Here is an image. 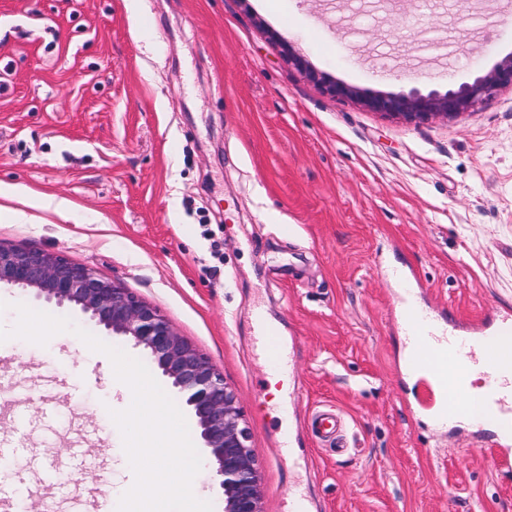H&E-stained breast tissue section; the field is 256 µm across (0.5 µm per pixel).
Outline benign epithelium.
I'll list each match as a JSON object with an SVG mask.
<instances>
[{
    "mask_svg": "<svg viewBox=\"0 0 512 512\" xmlns=\"http://www.w3.org/2000/svg\"><path fill=\"white\" fill-rule=\"evenodd\" d=\"M283 55L302 74L331 94L360 100L382 114L418 123L447 120L473 109L501 88H512V56L497 62L473 82L426 93H367L317 71L295 50L281 43ZM29 291L58 306L69 305L98 325L145 350L189 407L204 447L211 480L224 495V512H263L261 476L249 432L241 426L234 392L213 363L180 336L154 306L101 277L93 269L52 253L24 247H0V284Z\"/></svg>",
    "mask_w": 512,
    "mask_h": 512,
    "instance_id": "benign-epithelium-1",
    "label": "benign epithelium"
}]
</instances>
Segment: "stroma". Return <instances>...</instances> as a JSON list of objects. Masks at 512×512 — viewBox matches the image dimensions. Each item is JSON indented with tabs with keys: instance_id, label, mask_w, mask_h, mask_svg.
Segmentation results:
<instances>
[{
	"instance_id": "obj_1",
	"label": "stroma",
	"mask_w": 512,
	"mask_h": 512,
	"mask_svg": "<svg viewBox=\"0 0 512 512\" xmlns=\"http://www.w3.org/2000/svg\"><path fill=\"white\" fill-rule=\"evenodd\" d=\"M0 0V244L63 254L158 307L234 391L264 512H512L484 427L430 421L408 378L392 274L463 326L512 318V89L410 123L325 92L445 90L512 54V0ZM448 31L447 55L413 48ZM24 303L136 358L79 310ZM263 311L288 366L271 404ZM0 361V474L19 512H78L132 473L112 364L74 334ZM343 421V455L311 432ZM294 440L280 453L283 430ZM73 479L56 487L59 470ZM341 419L333 410H322L314 414L312 421L313 432L326 441L336 440L338 443V430Z\"/></svg>"
}]
</instances>
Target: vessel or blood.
Masks as SVG:
<instances>
[{
	"label": "vessel or blood",
	"mask_w": 512,
	"mask_h": 512,
	"mask_svg": "<svg viewBox=\"0 0 512 512\" xmlns=\"http://www.w3.org/2000/svg\"><path fill=\"white\" fill-rule=\"evenodd\" d=\"M405 299L399 308L408 345L416 348L418 357L411 362L410 372H428L439 392L453 396L454 407H441L436 415L438 426L455 423L462 414L492 416L497 425L512 424V347L499 346L495 338L497 329L486 327L473 333H463L452 321L437 320L423 309L414 296L410 276H403ZM485 348V355L493 372L487 390L472 396L468 381L474 368L470 351L474 346ZM341 419L335 411L315 413L312 421L314 433L327 441L337 438Z\"/></svg>",
	"instance_id": "obj_1"
}]
</instances>
